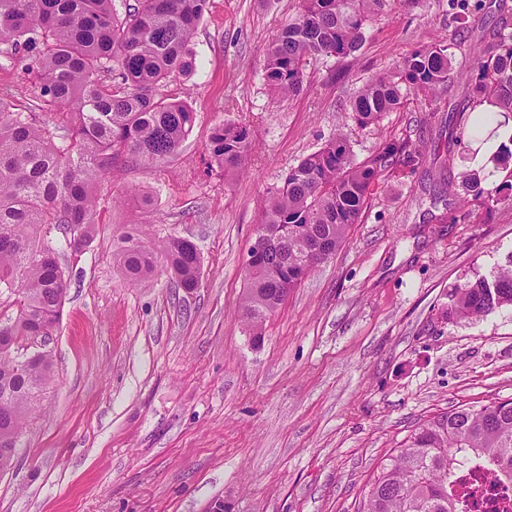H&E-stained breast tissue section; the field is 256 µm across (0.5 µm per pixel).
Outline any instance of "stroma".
<instances>
[{
	"label": "stroma",
	"instance_id": "1",
	"mask_svg": "<svg viewBox=\"0 0 512 512\" xmlns=\"http://www.w3.org/2000/svg\"><path fill=\"white\" fill-rule=\"evenodd\" d=\"M299 0H210L189 48L191 75L163 93L194 113L179 150L121 165L98 187V233L59 246L68 275L44 349L55 378L0 474V512H358L373 474L418 424L456 407L512 398V309L448 317V295L512 257V205L455 223L424 222V187L454 177L448 140L467 136L460 74L489 32H512V0H383L359 50L320 58L305 89L271 93L263 65ZM447 44L458 79L443 96L404 92L398 108L352 131L357 160L410 138L414 167L386 174L342 246L253 338L242 268L269 191L289 168L351 129L349 104L414 49ZM251 130L235 180L211 159L213 130ZM192 241L199 285L177 288L163 262L132 281L126 238Z\"/></svg>",
	"mask_w": 512,
	"mask_h": 512
}]
</instances>
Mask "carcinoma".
<instances>
[{"label": "carcinoma", "mask_w": 512, "mask_h": 512, "mask_svg": "<svg viewBox=\"0 0 512 512\" xmlns=\"http://www.w3.org/2000/svg\"><path fill=\"white\" fill-rule=\"evenodd\" d=\"M210 0H0V56L34 76L37 96L15 103L0 94V290L14 295L16 314L0 324V336L18 340L35 323L60 321L67 278L57 261L52 230L82 252L97 227V186L116 164L150 166L172 156L193 126V112L161 93L174 73L189 75L195 60L189 43ZM381 0H300L296 19L271 39L265 58L270 90L293 95L319 56L346 57L360 48ZM454 79L446 46H422L395 70L368 80L352 102L359 129L378 122L400 103L402 89L432 101ZM466 108L473 115L469 141L485 142L512 120V33L494 29L482 57L464 76ZM491 111L476 114L483 103ZM61 112L62 125L44 114ZM250 146L244 124L216 127L213 161L232 177ZM411 142L391 140L356 160L351 141L338 134L290 168L270 191L257 233L271 246L244 265L241 308L262 336L266 318L301 284L321 259L346 240L368 196L386 172L409 165ZM479 172H461L464 194L433 180L430 204L443 209L437 222L455 221L472 201L485 209L512 204V137L500 142ZM161 256L176 285L196 287L201 260L184 238L160 245L126 239L124 271L133 279L152 272ZM512 309V256L489 276L457 285L448 295V318L477 320ZM53 377L43 354L23 376L0 356V472L14 467L17 442L40 392ZM478 465L489 488L512 483V399L455 408L419 424L403 448L373 475L361 512H461L462 479Z\"/></svg>", "instance_id": "cac0c4a2"}]
</instances>
